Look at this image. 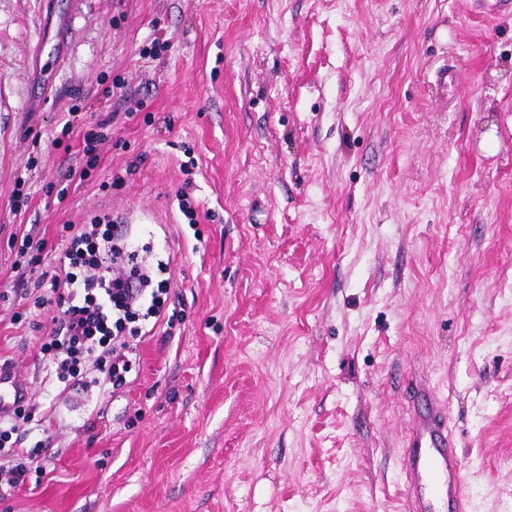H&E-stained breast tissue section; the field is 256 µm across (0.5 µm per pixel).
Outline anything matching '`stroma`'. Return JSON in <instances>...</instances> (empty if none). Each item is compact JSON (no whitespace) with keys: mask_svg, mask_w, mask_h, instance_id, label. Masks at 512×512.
<instances>
[{"mask_svg":"<svg viewBox=\"0 0 512 512\" xmlns=\"http://www.w3.org/2000/svg\"><path fill=\"white\" fill-rule=\"evenodd\" d=\"M483 2L0 0V360L50 473L0 512H410L419 380L468 512H512V8ZM103 214L170 260L174 323L65 390L14 242Z\"/></svg>","mask_w":512,"mask_h":512,"instance_id":"1","label":"stroma"}]
</instances>
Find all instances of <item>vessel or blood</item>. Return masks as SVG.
I'll return each mask as SVG.
<instances>
[{
  "label": "vessel or blood",
  "instance_id": "obj_1",
  "mask_svg": "<svg viewBox=\"0 0 512 512\" xmlns=\"http://www.w3.org/2000/svg\"><path fill=\"white\" fill-rule=\"evenodd\" d=\"M403 465L410 475L412 512H431L437 496L446 498L449 512H465L462 460L436 401H428L426 411L413 421Z\"/></svg>",
  "mask_w": 512,
  "mask_h": 512
}]
</instances>
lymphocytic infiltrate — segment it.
<instances>
[{
  "label": "lymphocytic infiltrate",
  "instance_id": "lymphocytic-infiltrate-1",
  "mask_svg": "<svg viewBox=\"0 0 512 512\" xmlns=\"http://www.w3.org/2000/svg\"><path fill=\"white\" fill-rule=\"evenodd\" d=\"M61 256L54 265L49 293L35 307L52 306L55 326L41 346V360L58 383L82 387H120L140 361V342L151 326L162 323L170 291L163 275L166 262L147 267L129 249L127 234L116 225L93 220L58 231ZM37 406L16 401L8 426H0V499L42 475L36 461L41 444L20 447L14 435L32 421Z\"/></svg>",
  "mask_w": 512,
  "mask_h": 512
}]
</instances>
